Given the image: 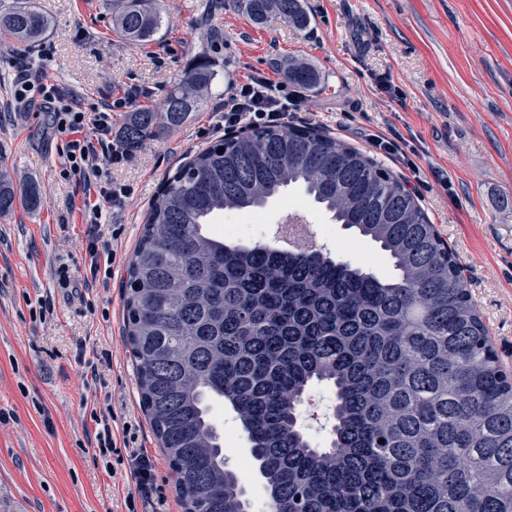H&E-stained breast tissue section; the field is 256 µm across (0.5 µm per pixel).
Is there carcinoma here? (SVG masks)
Instances as JSON below:
<instances>
[{"label":"carcinoma","instance_id":"1","mask_svg":"<svg viewBox=\"0 0 512 512\" xmlns=\"http://www.w3.org/2000/svg\"><path fill=\"white\" fill-rule=\"evenodd\" d=\"M298 28L300 0H246ZM162 23L152 0L114 16L133 42ZM0 26L34 42L48 19L19 5ZM299 84L315 74L288 66ZM214 74L201 61L162 111L129 113L131 146L182 126ZM333 220L378 243L398 274L336 262L299 233L288 247L230 245L217 212L252 214L291 185ZM0 175V215L17 192ZM125 334L142 405L184 512H249L226 468L209 400L237 413L272 512H512V373L502 367L453 250L375 159L306 125H269L199 151L151 204L128 266ZM335 398L331 442L317 448L298 407L313 383Z\"/></svg>","mask_w":512,"mask_h":512}]
</instances>
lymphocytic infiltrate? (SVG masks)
<instances>
[{"instance_id": "f902f5d3", "label": "lymphocytic infiltrate", "mask_w": 512, "mask_h": 512, "mask_svg": "<svg viewBox=\"0 0 512 512\" xmlns=\"http://www.w3.org/2000/svg\"><path fill=\"white\" fill-rule=\"evenodd\" d=\"M18 105L27 106L41 100L56 131L66 138L63 153L69 171L78 176L82 194L87 201L84 212L89 217V276L85 287L100 284L111 278L116 252L110 242L102 239L104 206L121 208L131 194L129 187L105 179L100 166L107 160L118 164L125 161L127 151L112 134V113L117 108L131 107L133 100L124 96L105 104L98 112H83L75 96L61 94L54 86L44 83L38 74L22 69L15 91ZM301 98L289 90L286 83L275 82L257 74L231 85L223 102L217 104L216 129H232L246 124L260 126L284 124L290 113L298 111Z\"/></svg>"}]
</instances>
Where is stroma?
<instances>
[{"instance_id": "35a3bbf8", "label": "stroma", "mask_w": 512, "mask_h": 512, "mask_svg": "<svg viewBox=\"0 0 512 512\" xmlns=\"http://www.w3.org/2000/svg\"><path fill=\"white\" fill-rule=\"evenodd\" d=\"M34 6L50 26L26 45L0 32V173L40 191L36 206L0 218V512H183L169 463L145 413L123 333L124 280L149 204L168 177L219 140L210 120L229 85L254 73L288 81L291 59L318 81L303 89L304 124L368 149V136L397 129L416 153L410 162L376 159L418 198L456 253L489 339L512 370V0H302L297 28L270 13L254 19L243 0H157L163 26L133 43L116 33L122 0H0ZM205 59L216 77L201 109L180 128L134 147L110 175L132 194L114 215L123 231L107 286L84 288L88 226L82 192L66 175L64 139L40 104L10 101L22 67L92 110L124 94L139 108L160 105L181 74ZM448 175L443 191L438 175ZM303 208L323 253L382 279L396 275L375 243L334 223L300 190L268 201L262 235L211 227L226 243L274 245ZM67 264L78 293L61 288ZM96 373H89V366ZM111 413L112 434L132 426L154 466L150 495L136 490L128 455H100L86 433L92 411ZM232 439L228 468L245 473L250 500L264 480L231 406L214 408Z\"/></svg>"}]
</instances>
